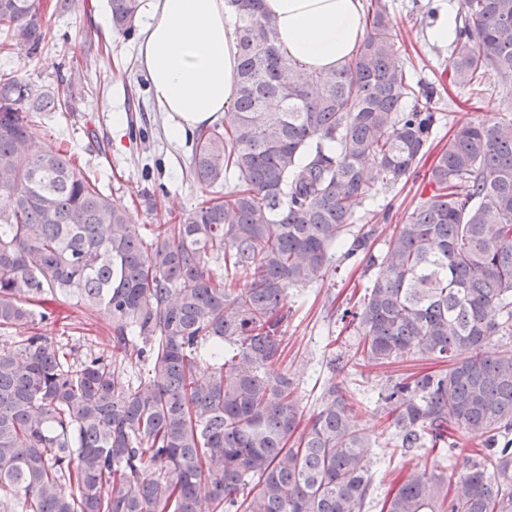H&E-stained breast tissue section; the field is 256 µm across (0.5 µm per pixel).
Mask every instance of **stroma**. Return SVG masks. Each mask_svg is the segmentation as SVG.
<instances>
[{"instance_id":"35a3bbf8","label":"stroma","mask_w":512,"mask_h":512,"mask_svg":"<svg viewBox=\"0 0 512 512\" xmlns=\"http://www.w3.org/2000/svg\"><path fill=\"white\" fill-rule=\"evenodd\" d=\"M392 37L409 83L418 97H429L440 121L433 131L430 150L405 178L380 186L376 198L356 209L348 238H368V254L335 257L318 281L288 291V322L284 342L288 372L298 385L305 416L315 414L322 391L329 383L343 387L350 401H365L357 423L369 435L368 457L375 471L374 495L383 498L408 472L426 469L454 479L471 457L475 443L453 430L442 453L417 448L403 452L391 430L376 413L377 401L398 378L431 364L408 354L394 364L359 366L354 354L360 341L354 328L342 322L345 309L360 305L364 290L377 274L369 256H380L397 225L432 194L428 169L446 147L455 124L463 118L512 120V84L503 85L487 73L476 97H468L450 83V43L433 40L432 32L446 15H458L459 0H385ZM52 41L36 58L0 52V70L7 68L38 85L71 81L74 109L45 112L32 127L37 145L70 150L85 172L98 177L104 190L122 200L138 224L163 223L167 214L190 212L209 198L211 189L190 174L192 138L169 140L167 119L140 71L138 38L114 30L106 0H73L71 8L44 18ZM126 114L122 135L112 127L113 111ZM153 196L156 211L145 208ZM48 319L35 332L69 344L86 354L109 343V321L76 299L47 303Z\"/></svg>"}]
</instances>
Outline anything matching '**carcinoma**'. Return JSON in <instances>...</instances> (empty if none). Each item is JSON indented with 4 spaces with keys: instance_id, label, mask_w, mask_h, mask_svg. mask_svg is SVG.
<instances>
[{
    "instance_id": "1",
    "label": "carcinoma",
    "mask_w": 512,
    "mask_h": 512,
    "mask_svg": "<svg viewBox=\"0 0 512 512\" xmlns=\"http://www.w3.org/2000/svg\"><path fill=\"white\" fill-rule=\"evenodd\" d=\"M233 111L195 135L194 180L233 190L175 224H137L64 152L31 147L69 90L0 73V328L48 293L107 316L112 350L33 333L0 344V512H367L374 474L358 408L331 382L304 419L285 364L288 289L322 277L376 180L416 167L437 115L406 79L383 0L333 70L282 53L262 0H228ZM134 30L142 0H108ZM448 69L470 90L512 82V0H461ZM41 0H0V43L49 46ZM354 313L356 364L411 352L443 365L394 382L380 414L397 447L479 441L455 484L414 470L379 512H512V121L464 119L429 169ZM223 260L224 275L210 272ZM243 279L241 288L234 282ZM496 310L497 322L488 318ZM209 372L198 374V365Z\"/></svg>"
}]
</instances>
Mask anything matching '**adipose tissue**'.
<instances>
[{
	"mask_svg": "<svg viewBox=\"0 0 512 512\" xmlns=\"http://www.w3.org/2000/svg\"><path fill=\"white\" fill-rule=\"evenodd\" d=\"M278 44L310 71L336 68L361 42V0H263ZM137 60L167 135L178 142L223 119L235 98L237 55L226 0H149Z\"/></svg>",
	"mask_w": 512,
	"mask_h": 512,
	"instance_id": "obj_1",
	"label": "adipose tissue"
}]
</instances>
